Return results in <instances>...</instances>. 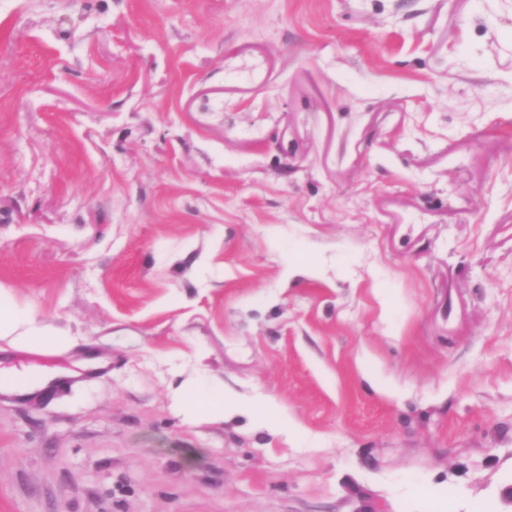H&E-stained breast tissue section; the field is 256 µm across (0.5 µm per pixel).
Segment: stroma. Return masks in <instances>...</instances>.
I'll return each instance as SVG.
<instances>
[{
  "label": "stroma",
  "mask_w": 512,
  "mask_h": 512,
  "mask_svg": "<svg viewBox=\"0 0 512 512\" xmlns=\"http://www.w3.org/2000/svg\"><path fill=\"white\" fill-rule=\"evenodd\" d=\"M0 289V512H512V0H0ZM12 336L20 337L28 348L41 345L51 346L57 350L67 348L68 335L37 321L31 313L20 309L0 290V339ZM184 399L191 405L198 407L201 410L214 411L218 409L222 415L228 413L229 415L234 414H246L249 415V411L244 408L232 395L228 394H215L205 386L197 385L188 389L185 392Z\"/></svg>",
  "instance_id": "35a3bbf8"
}]
</instances>
